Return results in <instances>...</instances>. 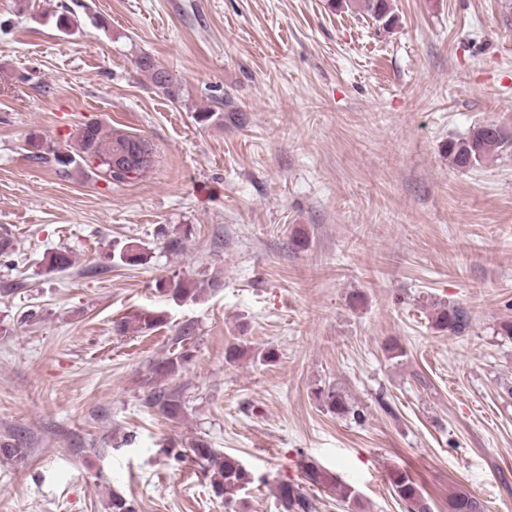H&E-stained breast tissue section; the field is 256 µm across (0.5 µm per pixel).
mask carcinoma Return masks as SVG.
Segmentation results:
<instances>
[{"label":"carcinoma","instance_id":"carcinoma-1","mask_svg":"<svg viewBox=\"0 0 512 512\" xmlns=\"http://www.w3.org/2000/svg\"><path fill=\"white\" fill-rule=\"evenodd\" d=\"M357 7L385 29L397 23L393 0H358ZM139 66L141 70L150 73L152 83L157 88L170 92L172 77L168 71L158 67L147 56L139 60ZM504 144L501 129L495 124H485L477 127L466 139L448 141V157L456 168L466 170L480 164L489 153ZM29 145L30 158L37 164H45L63 172L84 167L96 168L109 179L122 183L140 178L155 162L153 147L147 139L122 131L107 134L95 122L79 127L73 144L67 148L37 138L31 140ZM123 155L127 156V167L120 172L112 171V159ZM147 257L148 252L137 242H127L108 255L114 266L141 265L147 261ZM72 263V257L67 251H56L48 257L47 271L68 269ZM156 289L158 293L170 296L175 301H194L201 292L193 280L177 275L158 280ZM163 322V313L141 310L121 318L115 325V331L119 335L146 333L158 328ZM434 326L441 331L458 334L466 328L467 317L460 309L445 306L436 313ZM188 360L185 351L173 353L159 361L154 372L159 376H174ZM149 404L169 419H177L184 413V402L176 390L152 392ZM324 405L338 416L350 413L344 398L333 390L324 394ZM162 452L178 461L200 462L211 475L213 492L224 498L227 507L236 505L242 492L254 483L252 473L240 460L211 448L210 443L203 438L194 440L187 448H164ZM305 476L315 485L336 490V495L344 501L357 498L352 486L315 464L307 466ZM388 479L394 495L405 505L407 512H431L430 502L409 472L394 469L388 472ZM276 499L282 512H315L316 509L315 503L297 483H279L276 486ZM448 512H483V505L470 493L460 490L448 497Z\"/></svg>","mask_w":512,"mask_h":512}]
</instances>
